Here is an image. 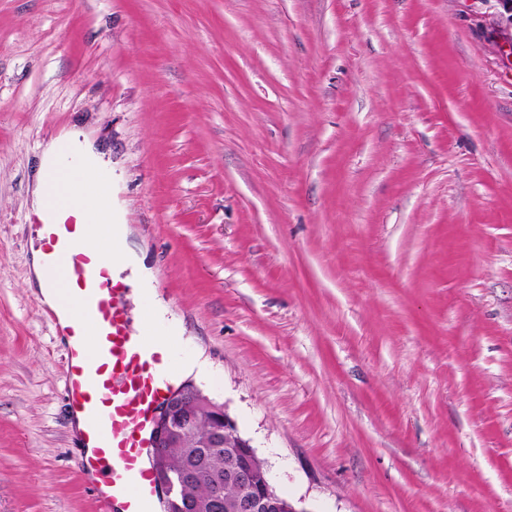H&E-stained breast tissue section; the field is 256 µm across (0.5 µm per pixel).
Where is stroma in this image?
I'll return each instance as SVG.
<instances>
[{"mask_svg":"<svg viewBox=\"0 0 512 512\" xmlns=\"http://www.w3.org/2000/svg\"><path fill=\"white\" fill-rule=\"evenodd\" d=\"M112 151L177 364L303 512H512L503 0H0V512H98L26 286L42 144Z\"/></svg>","mask_w":512,"mask_h":512,"instance_id":"1","label":"stroma"}]
</instances>
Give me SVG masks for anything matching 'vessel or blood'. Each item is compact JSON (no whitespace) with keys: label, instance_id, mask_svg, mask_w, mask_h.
Here are the masks:
<instances>
[{"label":"vessel or blood","instance_id":"1","mask_svg":"<svg viewBox=\"0 0 512 512\" xmlns=\"http://www.w3.org/2000/svg\"><path fill=\"white\" fill-rule=\"evenodd\" d=\"M91 190L87 178L73 176L40 224L49 283L76 313L67 330L65 391L84 422L80 445L87 453L77 465L102 476L94 487L99 512H161L147 455L158 409L176 385L175 369L153 341L150 314L142 316V333L131 332L126 284L105 256L99 227L79 223L71 209Z\"/></svg>","mask_w":512,"mask_h":512}]
</instances>
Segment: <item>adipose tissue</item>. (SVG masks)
Segmentation results:
<instances>
[{
  "label": "adipose tissue",
  "instance_id": "ef3b65f1",
  "mask_svg": "<svg viewBox=\"0 0 512 512\" xmlns=\"http://www.w3.org/2000/svg\"><path fill=\"white\" fill-rule=\"evenodd\" d=\"M74 172L95 176L96 184L90 198L79 200L76 208L86 224H96L123 267L129 268L141 284H149L150 277L139 264L129 245L128 230L122 223L123 211L113 191V168L82 129L73 127L46 142L41 147L35 179L29 189L30 205L37 217H45L52 205L48 198L50 183L65 184ZM27 286L43 304L57 310L61 327L73 321L72 311L61 303V291L47 284L45 254L42 248L32 251L31 274Z\"/></svg>",
  "mask_w": 512,
  "mask_h": 512
}]
</instances>
